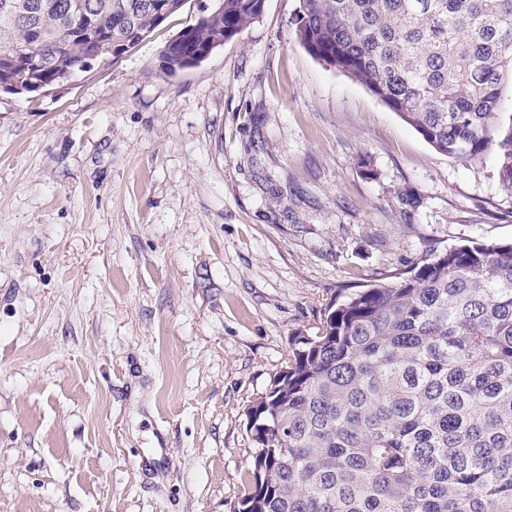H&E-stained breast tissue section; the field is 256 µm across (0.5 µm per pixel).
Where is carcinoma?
<instances>
[{"label":"carcinoma","mask_w":512,"mask_h":512,"mask_svg":"<svg viewBox=\"0 0 512 512\" xmlns=\"http://www.w3.org/2000/svg\"><path fill=\"white\" fill-rule=\"evenodd\" d=\"M0 0V90L39 92L160 27L162 0ZM185 26L166 67L203 62L260 19ZM296 38L436 151L498 150L512 184V0H299ZM253 472L237 512H512V244L429 249L398 281L326 305L250 408Z\"/></svg>","instance_id":"carcinoma-1"}]
</instances>
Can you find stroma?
I'll list each match as a JSON object with an SVG mask.
<instances>
[{
    "label": "stroma",
    "instance_id": "35a3bbf8",
    "mask_svg": "<svg viewBox=\"0 0 512 512\" xmlns=\"http://www.w3.org/2000/svg\"><path fill=\"white\" fill-rule=\"evenodd\" d=\"M297 6L171 73L187 0L116 60L0 92V512H233L293 333L426 250L512 243L498 155L434 150L299 44Z\"/></svg>",
    "mask_w": 512,
    "mask_h": 512
}]
</instances>
